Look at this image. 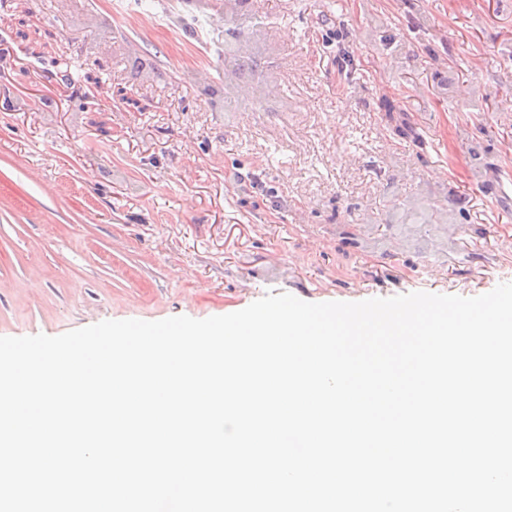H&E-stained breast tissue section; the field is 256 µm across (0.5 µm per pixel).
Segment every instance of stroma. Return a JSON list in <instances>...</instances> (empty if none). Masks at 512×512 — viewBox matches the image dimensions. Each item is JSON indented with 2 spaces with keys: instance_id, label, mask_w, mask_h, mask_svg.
Instances as JSON below:
<instances>
[{
  "instance_id": "obj_1",
  "label": "stroma",
  "mask_w": 512,
  "mask_h": 512,
  "mask_svg": "<svg viewBox=\"0 0 512 512\" xmlns=\"http://www.w3.org/2000/svg\"><path fill=\"white\" fill-rule=\"evenodd\" d=\"M208 7L0 0V336L512 282V0Z\"/></svg>"
}]
</instances>
